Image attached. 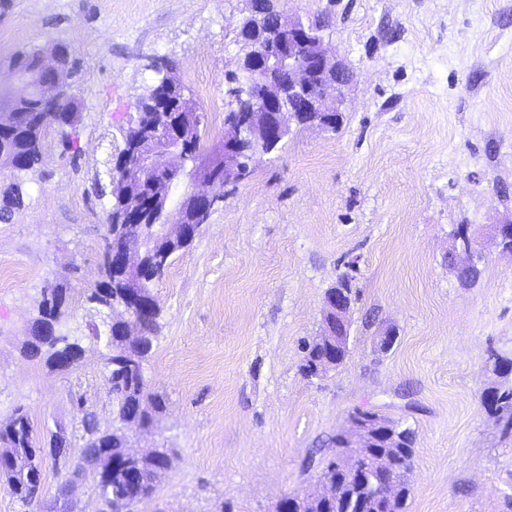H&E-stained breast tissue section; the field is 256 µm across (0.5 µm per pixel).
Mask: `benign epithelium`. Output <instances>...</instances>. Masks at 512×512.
<instances>
[{"instance_id":"benign-epithelium-1","label":"benign epithelium","mask_w":512,"mask_h":512,"mask_svg":"<svg viewBox=\"0 0 512 512\" xmlns=\"http://www.w3.org/2000/svg\"><path fill=\"white\" fill-rule=\"evenodd\" d=\"M253 37L242 58L240 69L245 71V85L231 83L226 94L235 100L246 96L251 100L247 111L230 109L224 124V148L220 149L224 184H240L248 179V169L241 164V155L251 153L257 157L271 153L288 137L289 101L299 104L306 124L323 130L330 128L329 120L341 114L344 104L342 89L348 77L342 70L335 53L325 38L315 35L319 27L305 24L301 18L282 12L279 28L288 40L272 45L265 41L262 27L256 23L242 24ZM40 96L55 107L66 99L63 81L41 84ZM214 152H199L189 161L184 145L178 143L177 134L157 129L149 117L140 112L130 136L119 154L107 155L106 177L116 172L126 178L140 177L146 172L165 169L175 176L196 185V189L182 195L176 206H171L170 189H156L154 200L147 206L129 207L119 212L115 224H144L147 218L163 215L156 225L160 240L188 237V218H208L217 208L219 199L205 185L213 165ZM463 237H451L449 251L463 259V268H474L485 258L482 240H487L502 255L512 257V218L485 227L466 225ZM144 254L138 248L128 249L122 257V267L128 277L135 279L145 272ZM353 300L342 288H331L325 296L322 330L311 345L332 348L331 357L316 361L310 376L323 378L344 363L350 353V313ZM385 417L374 412H358L349 416L348 428L339 435L336 448V477L324 474L297 496L315 504L336 496L352 498L363 487L369 486L374 476L382 485L370 493L361 509L364 512H391V505L403 493L405 480L392 475L393 460L374 451L377 436L382 432Z\"/></svg>"}]
</instances>
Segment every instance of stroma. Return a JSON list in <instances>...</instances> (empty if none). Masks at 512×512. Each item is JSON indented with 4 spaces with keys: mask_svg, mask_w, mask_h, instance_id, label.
<instances>
[{
    "mask_svg": "<svg viewBox=\"0 0 512 512\" xmlns=\"http://www.w3.org/2000/svg\"><path fill=\"white\" fill-rule=\"evenodd\" d=\"M332 15L326 43L345 63L338 131L292 127L257 157L154 294L161 307L145 363L164 407L134 449L174 461L141 512H271L304 490L349 414L369 410L414 430L408 512H512V430L484 392L512 385L487 365L512 358V258L488 253L461 285L448 263L459 224L512 217V0H287ZM245 0H0V59L69 46L79 63L72 162L56 133L28 181L25 207L0 221V421L23 409L40 442L64 427L71 446L45 458L36 503L0 485V512H104L97 480L73 476L93 416L112 429L102 321L85 300L99 280L105 203L91 194L108 150H121L156 64L223 136L226 77L242 53ZM356 261L346 362L301 370L325 292ZM62 285L57 327L84 354L51 370L30 344L45 288ZM395 342L382 350L386 331Z\"/></svg>",
    "mask_w": 512,
    "mask_h": 512,
    "instance_id": "stroma-1",
    "label": "stroma"
}]
</instances>
